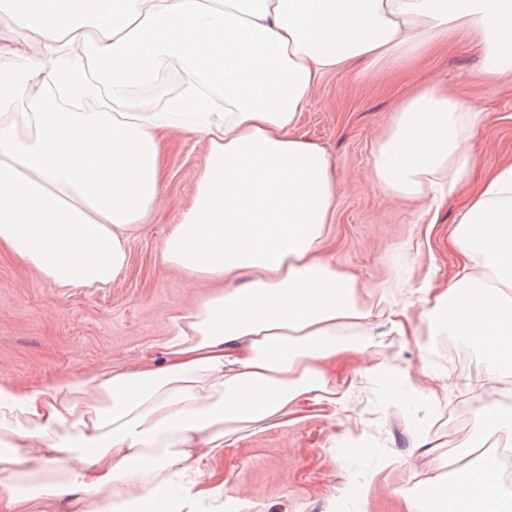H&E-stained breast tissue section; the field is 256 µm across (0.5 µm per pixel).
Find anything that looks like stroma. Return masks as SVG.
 Instances as JSON below:
<instances>
[{"label": "stroma", "mask_w": 512, "mask_h": 512, "mask_svg": "<svg viewBox=\"0 0 512 512\" xmlns=\"http://www.w3.org/2000/svg\"><path fill=\"white\" fill-rule=\"evenodd\" d=\"M482 52L460 31L440 37L410 60L365 62L323 75L294 134L323 149L336 183L327 258L371 293L366 354L329 366L351 383L345 410L305 405L287 425L244 434L215 464L227 494L188 503L184 512H407L405 496L448 472V406L466 399L448 338L418 341L427 331L431 291L447 287L463 258L452 240L465 201L484 175L512 161V73L481 76ZM428 85L447 89L484 114L470 147L474 172L445 199L436 223L427 200L386 194L372 181V151L400 103ZM194 120L163 138L164 192L157 214L129 240V264L107 288H61L0 251V377L28 385L92 374L139 358L168 336L174 316L208 288L163 264L161 250L191 203L206 152ZM406 315L409 335L392 330L390 309ZM380 363L412 393L389 401L379 377L359 376ZM365 444L371 457L350 449Z\"/></svg>", "instance_id": "1"}]
</instances>
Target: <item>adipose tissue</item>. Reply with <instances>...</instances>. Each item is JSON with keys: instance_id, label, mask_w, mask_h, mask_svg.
<instances>
[{"instance_id": "ef3b65f1", "label": "adipose tissue", "mask_w": 512, "mask_h": 512, "mask_svg": "<svg viewBox=\"0 0 512 512\" xmlns=\"http://www.w3.org/2000/svg\"><path fill=\"white\" fill-rule=\"evenodd\" d=\"M0 13L39 47L35 60L0 57V250L60 286L103 288L127 269L129 234L163 192L165 116L57 111L41 76L77 92L83 66L49 74L45 60L82 44L92 23L113 92L179 61L224 94L223 117L196 128L202 172L161 258L228 289L179 314L160 353L48 386L0 378V512H110L141 499L174 512L223 490L213 465L240 432L323 402L336 392L326 364L364 351L357 282L323 255L329 159L291 134L318 78L413 58L452 30L480 40L483 75L511 72L512 0H0ZM482 119L442 89L417 90L374 151L376 184L404 197L455 186L474 167ZM453 241L463 267L427 320L491 359L468 388L482 427L500 430L512 408L486 394L512 376V163L482 181ZM175 478L173 499L163 490ZM407 512H512V492L467 462L408 496Z\"/></svg>"}]
</instances>
